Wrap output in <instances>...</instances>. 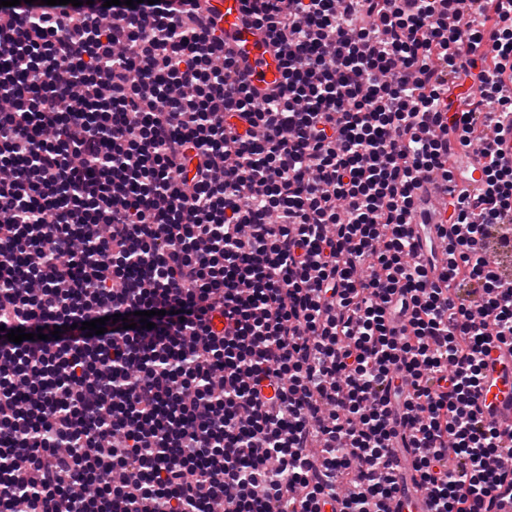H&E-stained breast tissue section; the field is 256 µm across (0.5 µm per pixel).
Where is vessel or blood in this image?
<instances>
[{"label":"vessel or blood","instance_id":"obj_1","mask_svg":"<svg viewBox=\"0 0 512 512\" xmlns=\"http://www.w3.org/2000/svg\"><path fill=\"white\" fill-rule=\"evenodd\" d=\"M203 6L223 31L225 49L241 61L246 81L259 89L277 85L281 80L279 60L263 34L247 20L242 0H204ZM497 131L495 147L505 160L512 162V113L498 114ZM462 188L474 197L485 190L482 163L471 154L456 169L452 181L437 180L428 191L417 195L412 227L421 247H428L437 237L442 199ZM479 403L486 419L512 432V346L492 348ZM393 512H430V508L424 493L409 483L397 498Z\"/></svg>","mask_w":512,"mask_h":512}]
</instances>
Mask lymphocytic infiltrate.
Instances as JSON below:
<instances>
[{
	"label": "lymphocytic infiltrate",
	"instance_id": "1",
	"mask_svg": "<svg viewBox=\"0 0 512 512\" xmlns=\"http://www.w3.org/2000/svg\"><path fill=\"white\" fill-rule=\"evenodd\" d=\"M464 1L243 0L264 94L200 0L0 7V512H390L401 450L494 512L512 0ZM452 138L487 190L424 257ZM497 114V142L493 145V148L499 149L497 153H500L505 160L511 161L512 163V113H503L510 111H500ZM460 188L468 189L471 199L482 196L485 190V176L482 161L473 153H468L464 162L456 169L451 182L437 180L428 191L419 193L415 201V215L412 227L420 252L425 253L431 241L436 240L437 224H441V201L448 197V191L456 192ZM431 219L429 218V214ZM479 403L483 416L512 432V346L491 349Z\"/></svg>",
	"mask_w": 512,
	"mask_h": 512
}]
</instances>
